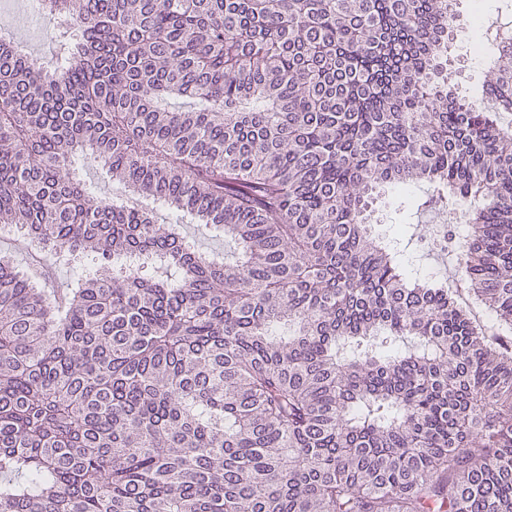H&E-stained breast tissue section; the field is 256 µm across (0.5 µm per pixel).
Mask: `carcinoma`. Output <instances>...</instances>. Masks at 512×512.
Segmentation results:
<instances>
[{
    "label": "carcinoma",
    "mask_w": 512,
    "mask_h": 512,
    "mask_svg": "<svg viewBox=\"0 0 512 512\" xmlns=\"http://www.w3.org/2000/svg\"><path fill=\"white\" fill-rule=\"evenodd\" d=\"M43 2L54 67L0 39V226L98 263L0 253V512H512V42L479 103L453 0ZM387 186L479 201L470 303L376 238ZM458 1V23L455 40L450 48V55L455 61L457 70L455 90L458 95L467 98H480L484 90V64L477 57L469 56L463 62L466 51L470 44V27L469 20L475 12L473 0H457ZM79 177L90 183L95 191L102 197L118 196L121 194V187L110 180L106 171L96 164H88L79 168ZM199 224H182V235L200 251L224 256V252L233 251L231 243H225L224 236L219 231L198 227ZM14 237L8 233L4 236H0V252L10 251L13 253L17 263L23 267H28L32 264H38L40 261L41 264L45 263L40 255H38L34 250L30 254H18L14 251ZM47 265V264H46ZM50 270L51 275V287L53 288H67V286L73 280V272L74 269L71 264H66L64 262L57 263L53 265H47Z\"/></svg>",
    "instance_id": "1"
}]
</instances>
